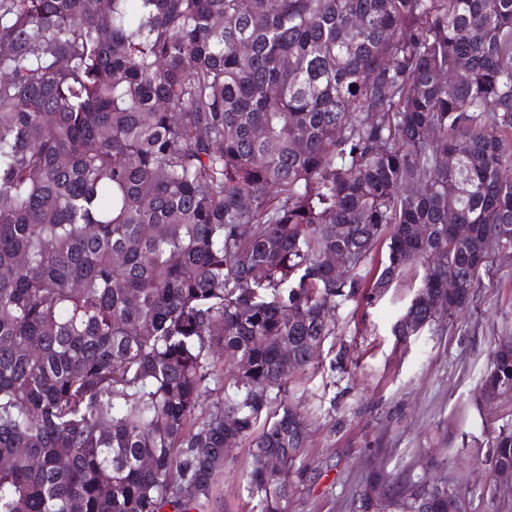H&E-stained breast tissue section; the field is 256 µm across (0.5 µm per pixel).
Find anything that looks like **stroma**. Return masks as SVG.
Here are the masks:
<instances>
[{"instance_id":"35a3bbf8","label":"stroma","mask_w":512,"mask_h":512,"mask_svg":"<svg viewBox=\"0 0 512 512\" xmlns=\"http://www.w3.org/2000/svg\"><path fill=\"white\" fill-rule=\"evenodd\" d=\"M420 279L412 270L382 294L342 305L318 368L290 374L287 400L310 427L289 512H361L359 493L375 472L387 478L383 503L390 488L432 475L465 491L467 512H512V494L489 501L481 463L488 430L512 426V395L475 405L495 344L512 337V246L490 251L465 309L402 339L393 326ZM251 467L248 442L238 443L199 512H259Z\"/></svg>"}]
</instances>
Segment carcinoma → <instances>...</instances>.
Returning <instances> with one entry per match:
<instances>
[{
  "label": "carcinoma",
  "mask_w": 512,
  "mask_h": 512,
  "mask_svg": "<svg viewBox=\"0 0 512 512\" xmlns=\"http://www.w3.org/2000/svg\"><path fill=\"white\" fill-rule=\"evenodd\" d=\"M493 245L512 0H0V512H196L247 439L259 512H288L308 431L282 347L317 368L342 304L420 268L394 326L416 336ZM481 393H512V345ZM485 463L512 472V426Z\"/></svg>",
  "instance_id": "obj_1"
}]
</instances>
